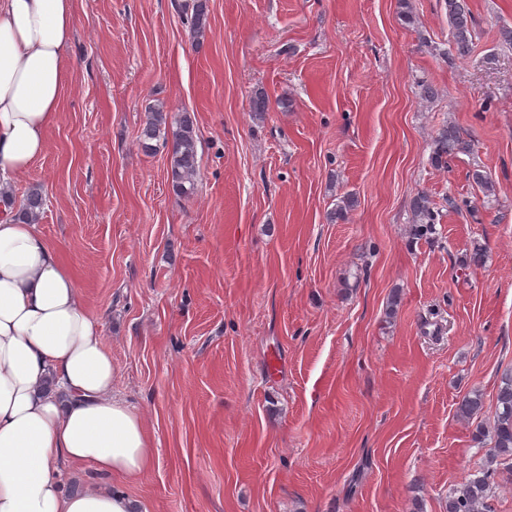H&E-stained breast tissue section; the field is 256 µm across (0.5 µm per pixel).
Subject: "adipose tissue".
<instances>
[{"instance_id":"1","label":"adipose tissue","mask_w":512,"mask_h":512,"mask_svg":"<svg viewBox=\"0 0 512 512\" xmlns=\"http://www.w3.org/2000/svg\"><path fill=\"white\" fill-rule=\"evenodd\" d=\"M75 0H0V188L47 150L73 87ZM117 370L71 270L36 224L0 214V512H140L114 486L155 462L142 413L113 393ZM91 471L67 491L62 465Z\"/></svg>"}]
</instances>
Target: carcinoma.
Returning a JSON list of instances; mask_svg holds the SVG:
<instances>
[{"label": "carcinoma", "instance_id": "carcinoma-1", "mask_svg": "<svg viewBox=\"0 0 512 512\" xmlns=\"http://www.w3.org/2000/svg\"><path fill=\"white\" fill-rule=\"evenodd\" d=\"M451 36L458 55L465 57L470 52L472 20L466 0H446ZM183 12L190 13L189 22L193 30L204 36L208 26V0H190L183 5ZM160 137L171 139L168 167L174 193L189 199L196 191L198 170V131L195 114L183 112L169 124V115L160 104L148 108L147 118L140 135V146L144 152L154 151L151 141ZM470 151V145L461 139L453 127L441 128L433 141L430 162L436 168L448 167V159ZM45 198L37 188L29 190L26 197L12 214L21 223H37L44 212ZM414 224L411 232L422 239L436 234L435 213L430 198L421 194L412 204ZM481 408L480 395L468 396L459 403L457 413L462 419H471ZM475 438L489 439L491 453L484 468L476 471L457 484L448 493L447 512H486L491 477L500 470L512 473V374L505 377L497 393L496 416L490 428H477Z\"/></svg>", "mask_w": 512, "mask_h": 512}]
</instances>
